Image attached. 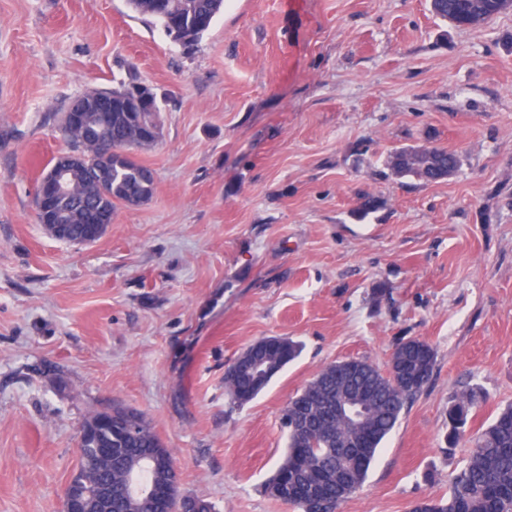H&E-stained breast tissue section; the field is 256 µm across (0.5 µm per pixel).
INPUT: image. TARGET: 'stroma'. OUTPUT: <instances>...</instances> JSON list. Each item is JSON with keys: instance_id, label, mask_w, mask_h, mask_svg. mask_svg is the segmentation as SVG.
<instances>
[{"instance_id": "35a3bbf8", "label": "stroma", "mask_w": 512, "mask_h": 512, "mask_svg": "<svg viewBox=\"0 0 512 512\" xmlns=\"http://www.w3.org/2000/svg\"><path fill=\"white\" fill-rule=\"evenodd\" d=\"M135 70L162 137L152 198L90 245L34 221L75 96ZM438 145L447 180L387 155ZM383 206L366 218L361 194ZM267 336L300 356L230 407L224 372ZM436 352L342 512L447 495L465 430L512 404V11L479 30L429 0H226L193 52L125 0H0V512H62L88 412L146 414L182 494L215 512H298L264 490L289 399L327 364L386 368L400 340ZM387 166L398 177H412L424 183L442 181L459 167V158L447 149L402 147L390 153ZM477 392L464 391L457 395L448 409V442L454 444L466 424L470 408L476 403Z\"/></svg>"}]
</instances>
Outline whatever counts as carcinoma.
Here are the masks:
<instances>
[{"label": "carcinoma", "instance_id": "cac0c4a2", "mask_svg": "<svg viewBox=\"0 0 512 512\" xmlns=\"http://www.w3.org/2000/svg\"><path fill=\"white\" fill-rule=\"evenodd\" d=\"M139 16L157 21L167 35L180 21L193 34L192 47L212 26L224 0H127ZM433 14L455 27L482 26L500 13L499 0H433ZM154 88L134 74L111 89L74 97L66 111L79 109L98 137L137 152L158 143L162 135ZM112 102V118L97 119L98 100ZM71 142L83 147L89 167L74 174L71 194L63 207L71 220L70 240L80 242L94 220H112L119 209L137 207L153 195V170L121 152L98 167L97 146L82 128L70 130ZM387 166L398 177L424 183L442 181L459 167V158L445 148L402 147L390 153ZM383 201L372 195L360 199L356 215L366 217ZM301 344L289 337L269 336L246 347L224 372L229 404L241 407L253 400L300 353ZM436 353L417 338L398 343L385 375L366 359H348L324 366L288 402L287 448L266 491L295 506L299 512H341L350 493L361 488L384 439L397 426L413 397L433 378ZM346 393L356 405L359 420L336 417V395ZM477 392L464 391L448 408V443L458 439ZM90 433L80 448H110L112 459L82 470L81 484L112 483V498L104 512H213L201 498L180 493L167 500L139 495L148 481L163 485L172 479L175 459L153 431L146 415L136 409L93 411L84 420ZM410 512H512V406L473 439L464 465L455 475L448 496L422 499Z\"/></svg>", "mask_w": 512, "mask_h": 512}]
</instances>
